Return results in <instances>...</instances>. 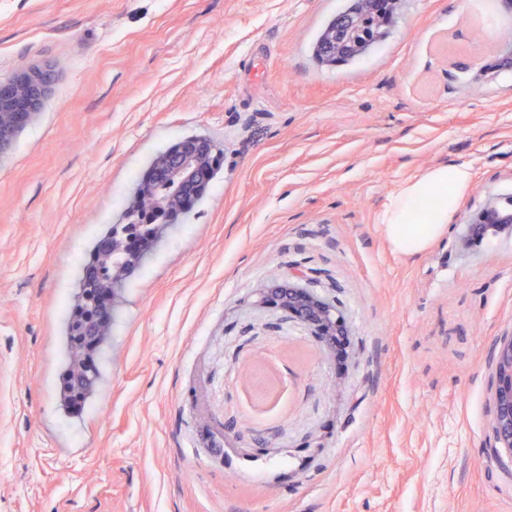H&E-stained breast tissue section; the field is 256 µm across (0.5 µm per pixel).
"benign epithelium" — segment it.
Here are the masks:
<instances>
[{
    "label": "benign epithelium",
    "mask_w": 512,
    "mask_h": 512,
    "mask_svg": "<svg viewBox=\"0 0 512 512\" xmlns=\"http://www.w3.org/2000/svg\"><path fill=\"white\" fill-rule=\"evenodd\" d=\"M500 65L498 71L512 69V34L500 36ZM52 81L51 71L34 70L29 73L0 78V112L5 108L22 113L21 122L29 121L40 110L42 101ZM206 142L188 139L178 151L159 157L154 163V173L171 177L193 186L209 176L203 168L207 153ZM468 234L459 241L463 250L478 243L489 224H512V212L500 210L495 198L490 196L484 205L469 215ZM262 304H273L288 312L312 335L330 343L331 337L344 331L341 314L330 304L313 293L290 283L270 289L262 296ZM496 384L493 391L492 434L495 447L512 459V336L500 340L495 356Z\"/></svg>",
    "instance_id": "obj_1"
}]
</instances>
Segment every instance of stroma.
<instances>
[{"label":"stroma","mask_w":512,"mask_h":512,"mask_svg":"<svg viewBox=\"0 0 512 512\" xmlns=\"http://www.w3.org/2000/svg\"><path fill=\"white\" fill-rule=\"evenodd\" d=\"M349 0H0V78L50 68L0 156V512H512L491 431L512 333V70L483 81L512 12L403 0L369 55L318 66ZM196 135L224 151L203 199L115 290L90 407L58 401L87 253L137 182ZM464 163L443 231L394 253L378 212ZM337 307L347 360L265 289ZM288 381L251 408L250 368ZM467 224H469L468 234L459 241L462 250H468L482 239L487 224H509L508 226L511 227L512 212L500 210L495 198L489 196L479 210L469 215Z\"/></svg>","instance_id":"obj_1"}]
</instances>
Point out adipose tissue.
I'll use <instances>...</instances> for the list:
<instances>
[{
    "instance_id": "1",
    "label": "adipose tissue",
    "mask_w": 512,
    "mask_h": 512,
    "mask_svg": "<svg viewBox=\"0 0 512 512\" xmlns=\"http://www.w3.org/2000/svg\"><path fill=\"white\" fill-rule=\"evenodd\" d=\"M470 177L467 165H439L388 195L379 222L391 249L400 255L422 252L447 224Z\"/></svg>"
}]
</instances>
